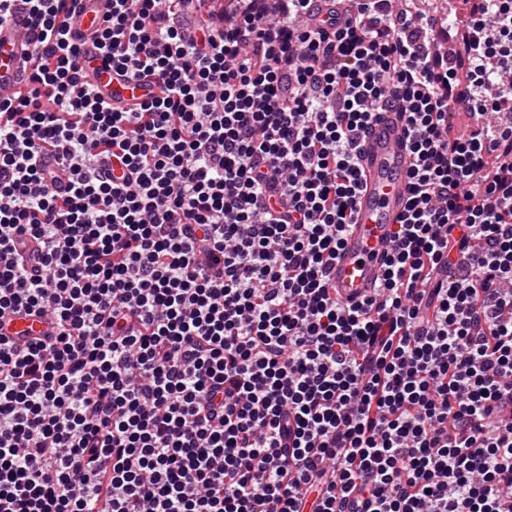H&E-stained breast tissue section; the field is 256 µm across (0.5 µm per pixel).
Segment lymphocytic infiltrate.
I'll return each mask as SVG.
<instances>
[{
  "mask_svg": "<svg viewBox=\"0 0 512 512\" xmlns=\"http://www.w3.org/2000/svg\"><path fill=\"white\" fill-rule=\"evenodd\" d=\"M0 0V512H512V0L440 50L390 0ZM399 99L414 165L374 295L330 272L357 144ZM463 105L474 117L454 135ZM107 0H79L76 15L73 20V29L85 43L84 57L90 58L98 55L93 47L92 38L107 10ZM32 44L20 39L15 26L0 23V92L7 93L16 88L23 75V61L29 59ZM89 80L98 88L106 101L115 103H136L148 97L150 87L145 81L131 80L112 74V69L105 67L101 59L96 58L85 66ZM46 329L47 326L40 324L36 318L20 314L11 323L3 327L2 333L18 339L25 336H37L41 330Z\"/></svg>",
  "mask_w": 512,
  "mask_h": 512,
  "instance_id": "f902f5d3",
  "label": "lymphocytic infiltrate"
}]
</instances>
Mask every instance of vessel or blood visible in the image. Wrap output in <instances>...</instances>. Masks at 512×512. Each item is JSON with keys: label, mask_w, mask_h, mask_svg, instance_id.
Segmentation results:
<instances>
[{"label": "vessel or blood", "mask_w": 512, "mask_h": 512, "mask_svg": "<svg viewBox=\"0 0 512 512\" xmlns=\"http://www.w3.org/2000/svg\"><path fill=\"white\" fill-rule=\"evenodd\" d=\"M107 10V0H78L73 29L84 43L89 62L85 71L106 101L136 103L147 98V83L113 74L96 57L91 40ZM32 46L20 39L13 24L0 23V92L17 87ZM358 151L362 183L353 223L331 272L332 285L343 297L371 295L383 273L382 260L390 249L389 231L408 203L407 179L412 156L399 102L390 101L361 134ZM39 321L21 314L1 328L19 338L41 331Z\"/></svg>", "instance_id": "b4317fda"}]
</instances>
